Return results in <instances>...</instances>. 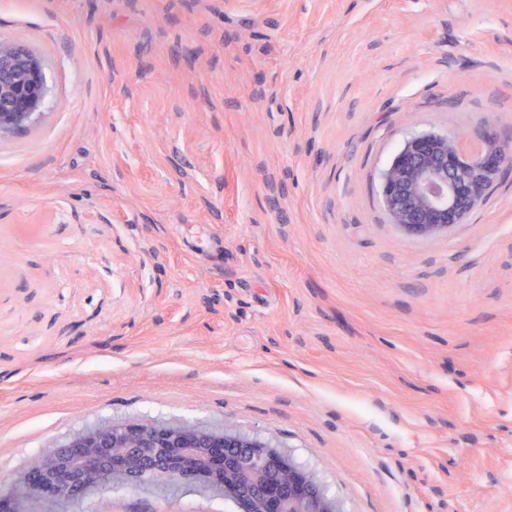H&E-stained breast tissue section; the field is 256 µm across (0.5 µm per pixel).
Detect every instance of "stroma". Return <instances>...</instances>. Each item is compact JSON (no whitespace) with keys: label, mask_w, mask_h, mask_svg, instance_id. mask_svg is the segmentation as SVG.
Here are the masks:
<instances>
[{"label":"stroma","mask_w":512,"mask_h":512,"mask_svg":"<svg viewBox=\"0 0 512 512\" xmlns=\"http://www.w3.org/2000/svg\"><path fill=\"white\" fill-rule=\"evenodd\" d=\"M1 39L48 92L0 142V474L180 421L342 512H512V176L429 237L380 197L411 134L512 140V0H0Z\"/></svg>","instance_id":"obj_1"}]
</instances>
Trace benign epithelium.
<instances>
[{
	"label": "benign epithelium",
	"mask_w": 512,
	"mask_h": 512,
	"mask_svg": "<svg viewBox=\"0 0 512 512\" xmlns=\"http://www.w3.org/2000/svg\"><path fill=\"white\" fill-rule=\"evenodd\" d=\"M46 90L36 52L0 40V140L38 121ZM511 165L504 144L490 129L475 135H413L382 172V202L391 222L407 234L446 232L463 221ZM157 448L175 449L178 462L163 464L154 453ZM201 456L219 475L224 498L240 512L254 495L265 503L263 512H342L313 471L268 442L227 426L138 420L102 421L65 443L42 448L40 469L30 463L0 477V512H12L15 503L50 499L65 480L74 501L90 486L106 494L112 490L106 476L117 469L125 472L129 487L139 483L146 466L171 485L187 486L197 477L187 464Z\"/></svg>",
	"instance_id": "7a95c632"
}]
</instances>
